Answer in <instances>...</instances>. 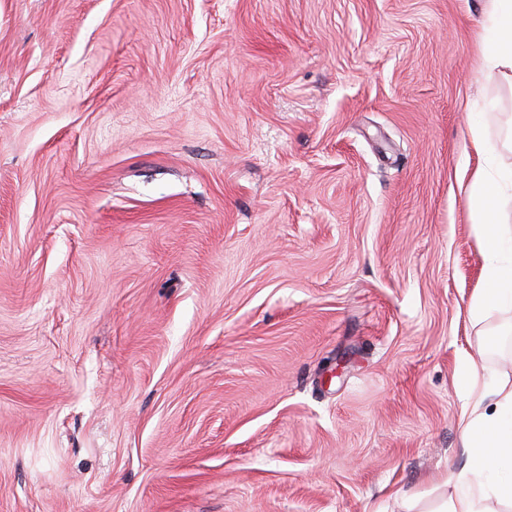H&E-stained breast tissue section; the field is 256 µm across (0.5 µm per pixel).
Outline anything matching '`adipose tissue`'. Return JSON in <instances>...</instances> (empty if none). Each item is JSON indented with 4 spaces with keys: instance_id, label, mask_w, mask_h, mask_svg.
I'll return each instance as SVG.
<instances>
[{
    "instance_id": "ef3b65f1",
    "label": "adipose tissue",
    "mask_w": 512,
    "mask_h": 512,
    "mask_svg": "<svg viewBox=\"0 0 512 512\" xmlns=\"http://www.w3.org/2000/svg\"><path fill=\"white\" fill-rule=\"evenodd\" d=\"M488 24L481 37L479 64L482 70L512 76V0H487ZM469 208L480 217L479 244L485 265V287L474 297L471 310L479 313L491 305L512 307V231L499 222L498 205L512 199V169L497 167L487 157L467 187ZM480 411L466 416L462 446L471 457L469 467L448 472L445 481L459 486L474 485L478 495L459 493L442 499L437 512H487L490 500L512 503V474L490 479L493 463L512 460V385L479 391Z\"/></svg>"
}]
</instances>
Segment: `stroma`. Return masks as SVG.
<instances>
[{"instance_id":"1","label":"stroma","mask_w":512,"mask_h":512,"mask_svg":"<svg viewBox=\"0 0 512 512\" xmlns=\"http://www.w3.org/2000/svg\"><path fill=\"white\" fill-rule=\"evenodd\" d=\"M486 0H0V512H420L462 469Z\"/></svg>"}]
</instances>
